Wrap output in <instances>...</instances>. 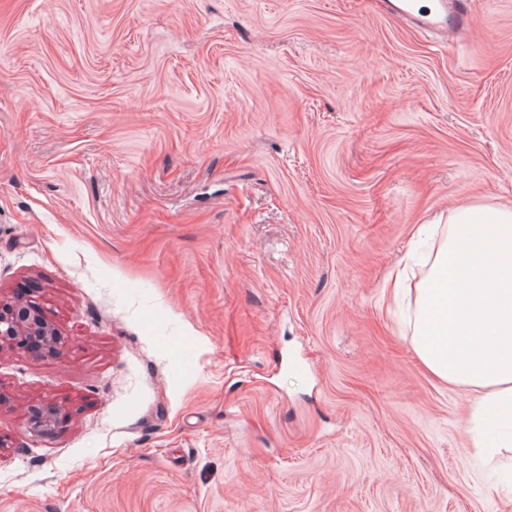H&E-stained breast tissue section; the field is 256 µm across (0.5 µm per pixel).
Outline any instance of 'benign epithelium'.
Instances as JSON below:
<instances>
[{
    "label": "benign epithelium",
    "mask_w": 512,
    "mask_h": 512,
    "mask_svg": "<svg viewBox=\"0 0 512 512\" xmlns=\"http://www.w3.org/2000/svg\"><path fill=\"white\" fill-rule=\"evenodd\" d=\"M32 343L39 344L44 353L51 355L59 354L62 345L58 331L33 302L0 304V347L14 344L26 348ZM57 419L54 406H39L30 416V432L35 436L47 435L54 429Z\"/></svg>",
    "instance_id": "1"
}]
</instances>
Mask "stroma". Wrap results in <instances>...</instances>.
Returning <instances> with one entry per match:
<instances>
[{
    "label": "stroma",
    "instance_id": "1",
    "mask_svg": "<svg viewBox=\"0 0 512 512\" xmlns=\"http://www.w3.org/2000/svg\"><path fill=\"white\" fill-rule=\"evenodd\" d=\"M473 9L0 0V302L64 338L0 349V512H512L424 268L382 301L419 226L512 206V0ZM426 5L389 2L386 11L407 18L415 27L444 38L468 29L473 21L471 0H429ZM58 412L52 405L35 408L29 419V429L34 436H44L52 432L57 424Z\"/></svg>",
    "mask_w": 512,
    "mask_h": 512
}]
</instances>
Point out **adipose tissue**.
<instances>
[{
  "mask_svg": "<svg viewBox=\"0 0 512 512\" xmlns=\"http://www.w3.org/2000/svg\"><path fill=\"white\" fill-rule=\"evenodd\" d=\"M448 221L467 235L438 248L411 344L436 379L480 392L512 426V208L466 205Z\"/></svg>",
  "mask_w": 512,
  "mask_h": 512,
  "instance_id": "obj_1",
  "label": "adipose tissue"
}]
</instances>
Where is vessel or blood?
I'll return each instance as SVG.
<instances>
[{
	"label": "vessel or blood",
	"instance_id": "1",
	"mask_svg": "<svg viewBox=\"0 0 512 512\" xmlns=\"http://www.w3.org/2000/svg\"><path fill=\"white\" fill-rule=\"evenodd\" d=\"M387 10L407 18L415 27L445 38L468 29L473 21L471 0H388Z\"/></svg>",
	"mask_w": 512,
	"mask_h": 512
}]
</instances>
